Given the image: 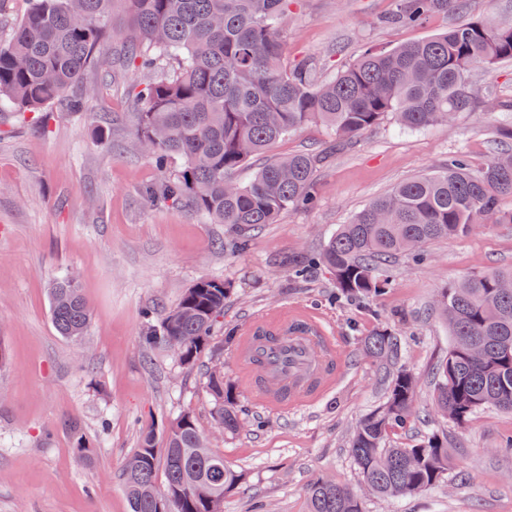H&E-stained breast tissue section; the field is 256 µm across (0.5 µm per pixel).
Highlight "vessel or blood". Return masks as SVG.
<instances>
[{
  "label": "vessel or blood",
  "mask_w": 512,
  "mask_h": 512,
  "mask_svg": "<svg viewBox=\"0 0 512 512\" xmlns=\"http://www.w3.org/2000/svg\"><path fill=\"white\" fill-rule=\"evenodd\" d=\"M235 359L255 403L272 413L314 405L335 387L344 366L324 316L298 306L250 320L241 331Z\"/></svg>",
  "instance_id": "b4317fda"
}]
</instances>
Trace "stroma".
Here are the masks:
<instances>
[{"label":"stroma","instance_id":"1","mask_svg":"<svg viewBox=\"0 0 512 512\" xmlns=\"http://www.w3.org/2000/svg\"><path fill=\"white\" fill-rule=\"evenodd\" d=\"M390 9L391 0H294L283 24L288 55H316L332 75L368 48L387 51L475 18L512 20V0H465L453 14L388 29L379 19ZM137 79L115 62L97 77L90 113L56 109L45 125L0 117V512H129L126 456L143 433L163 437L187 410L213 451L244 476L225 495L224 512H308L306 486L318 476L361 493L347 441L386 400L384 371L361 350L363 336L383 326L401 337L402 364L419 379L420 418L394 443L447 433L452 463L434 489L405 499L364 496L365 512H512V452L502 449L512 436V413L487 408L462 428L430 417L433 370L450 346L431 307L465 276L512 267V224H479L467 236L432 241L421 263L400 258L390 285L370 303H329L335 284L324 267L303 278L287 269L300 253L319 252L338 225L399 182L458 154L484 165L512 112L487 105L419 131L399 130L387 117L343 147L325 127L303 126L269 156L327 152L315 175L316 206L255 227L249 250L235 254L225 248L235 235L230 226L205 223L184 206L146 202L142 191L159 173L149 156L125 149ZM71 274L93 316L78 344L57 334L49 312L50 288ZM203 278L223 280L229 290L221 319L227 328L279 304L318 307L343 342L336 387L316 405L285 415L263 413L237 389L243 428L217 431L199 371L141 341L143 310L172 309ZM69 417L83 426L91 465L74 459L63 427Z\"/></svg>","mask_w":512,"mask_h":512}]
</instances>
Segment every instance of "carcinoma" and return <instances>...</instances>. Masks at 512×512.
Returning <instances> with one entry per match:
<instances>
[{"mask_svg":"<svg viewBox=\"0 0 512 512\" xmlns=\"http://www.w3.org/2000/svg\"><path fill=\"white\" fill-rule=\"evenodd\" d=\"M114 0H29L9 39L0 43V112H49L64 105L85 112L104 48L122 42L124 63L143 73L134 88L141 104L131 148L148 155L161 174L147 187L150 203L189 206L211 224H274L289 208L312 206V184L322 152L300 151L263 164L245 184L233 172L274 144L312 123L327 127L344 145L386 116L407 130L450 123L491 96L472 79L474 68L512 62V22L480 18L451 25L428 39L385 52H365L331 78L317 77L310 56L288 63L282 23L292 0H126L131 34L112 29ZM382 23L418 24L462 6V0H393ZM488 162L475 170L463 156L439 171L413 177L371 201L340 225L313 258L291 262L300 274L315 260L334 276L337 295L370 299L388 285L383 265L408 254L421 258L437 239L468 235L482 222L512 224L498 201L512 197V129ZM181 165L172 167V162ZM511 270H488L444 289L435 313L448 325V356L435 367L433 409L465 426L484 407L512 412ZM224 281L204 278L153 322L145 312V347L173 351L184 368L202 352L224 348L210 339L224 314ZM53 326L65 339L86 336L92 312L77 280L55 281L49 292ZM363 352L387 369L385 406L362 417L348 443L369 491L405 498L436 487L448 474V436L388 446L389 436L416 420L418 380L398 364L401 341L377 329L362 339ZM215 425L241 429L235 389L224 373H207ZM75 459L93 461L83 427L64 422ZM165 482L156 483L158 469ZM242 474L209 447L194 416L184 412L168 427L162 445L147 433L123 465L130 512H223L224 494ZM309 512H364L363 500L343 485L318 477L307 487Z\"/></svg>","mask_w":512,"mask_h":512,"instance_id":"obj_1","label":"carcinoma"}]
</instances>
